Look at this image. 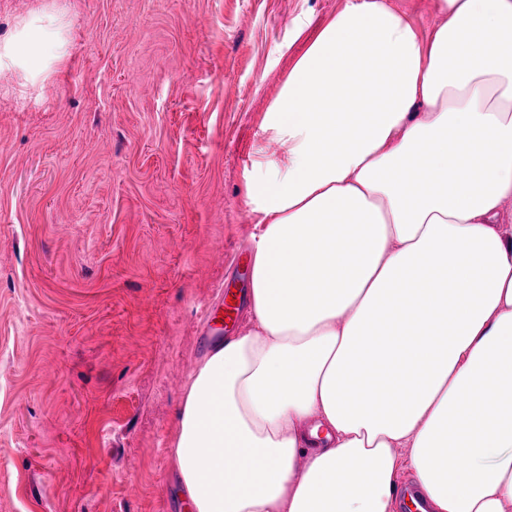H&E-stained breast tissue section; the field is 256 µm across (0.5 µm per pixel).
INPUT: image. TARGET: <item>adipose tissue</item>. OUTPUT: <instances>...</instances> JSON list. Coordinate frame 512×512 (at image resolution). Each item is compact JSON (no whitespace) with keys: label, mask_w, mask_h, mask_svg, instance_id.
I'll return each instance as SVG.
<instances>
[{"label":"adipose tissue","mask_w":512,"mask_h":512,"mask_svg":"<svg viewBox=\"0 0 512 512\" xmlns=\"http://www.w3.org/2000/svg\"><path fill=\"white\" fill-rule=\"evenodd\" d=\"M419 27L347 0L263 128L248 324L189 377L173 442L193 512H512V0ZM62 14L0 71L44 84Z\"/></svg>","instance_id":"adipose-tissue-1"}]
</instances>
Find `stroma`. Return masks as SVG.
<instances>
[{"label": "stroma", "instance_id": "1", "mask_svg": "<svg viewBox=\"0 0 512 512\" xmlns=\"http://www.w3.org/2000/svg\"><path fill=\"white\" fill-rule=\"evenodd\" d=\"M56 2L50 81L0 71V512H187L199 308L247 286L264 114L346 0Z\"/></svg>", "mask_w": 512, "mask_h": 512}]
</instances>
